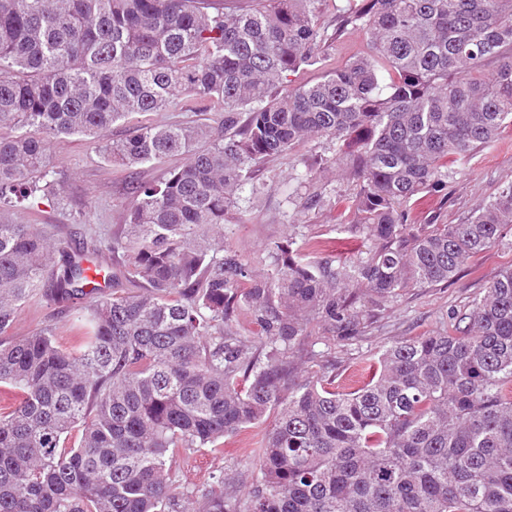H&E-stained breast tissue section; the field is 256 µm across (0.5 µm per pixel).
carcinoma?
Segmentation results:
<instances>
[{"mask_svg":"<svg viewBox=\"0 0 512 512\" xmlns=\"http://www.w3.org/2000/svg\"><path fill=\"white\" fill-rule=\"evenodd\" d=\"M315 2L0 0L1 209L34 196L60 137L124 167L186 157L134 186L106 243L70 253L0 216V512H512V266L448 326L385 346L353 390L297 372L310 325L351 345L401 291L448 283L512 232V182L461 224L411 218L512 126V0H349L341 25L368 51L288 88L331 39ZM179 94L224 117L106 138ZM313 136L336 139L333 162L359 182L372 247L342 259L290 238L258 275L217 230L258 192L256 166ZM104 251L122 270L96 267L91 288L84 258ZM36 295L78 306L71 348L48 327L8 336ZM241 310L255 335L225 329ZM270 417L246 499L224 496L221 472L181 491L179 450Z\"/></svg>","mask_w":512,"mask_h":512,"instance_id":"cac0c4a2","label":"carcinoma"}]
</instances>
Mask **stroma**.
<instances>
[{"instance_id": "stroma-1", "label": "stroma", "mask_w": 512, "mask_h": 512, "mask_svg": "<svg viewBox=\"0 0 512 512\" xmlns=\"http://www.w3.org/2000/svg\"><path fill=\"white\" fill-rule=\"evenodd\" d=\"M345 4L346 0H318L321 21L335 38L327 43L321 63L293 75V83L316 80L366 51L364 31L341 26L340 11ZM220 118V113L180 96L167 110L137 114L115 124L109 136L114 140L124 138L141 123L213 124ZM335 152V140L314 137L261 165L254 174L259 194L224 217L225 247L237 251L255 273L266 274L270 271L266 261L270 243L288 235L300 241L330 239L335 237L338 223H355L352 204L359 185L338 168L319 170L317 174L318 183L332 190L330 200L324 204L307 208L287 198L291 173L308 165L317 167L320 159L334 156ZM50 155L49 188L34 204L14 208L9 216L16 223L36 224L53 232L72 249L89 237L108 239L122 231L134 203L132 183L156 180L167 168L182 162L181 157L175 156L157 164L118 168L104 162L97 143L75 137L52 141ZM455 169L457 175L448 187L447 200H432L420 215V222L461 223L479 199L493 196L501 185L512 181V127L506 128L492 145L478 149L471 159L456 163ZM510 265L512 232L507 234L505 244L477 257L453 281L432 288L405 289L396 302L384 308L357 344L329 348L313 335L306 339L305 347L323 354L332 366L337 387L354 386L362 378L360 370L353 366L356 354L374 357L394 340L439 329L451 312L464 311L488 282ZM77 316L76 309H62L37 297L22 308L10 334L21 337L48 326L58 343L66 348L73 342ZM261 438L262 431L257 428L225 439L217 452L187 449L175 458L173 467L184 486L191 490L207 488L211 473L223 472L225 493L241 497L253 488Z\"/></svg>"}]
</instances>
